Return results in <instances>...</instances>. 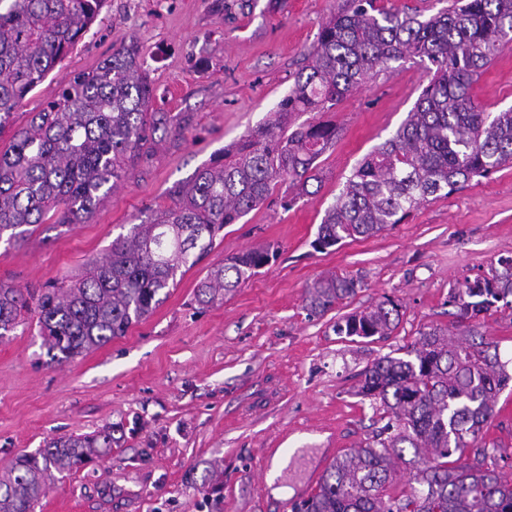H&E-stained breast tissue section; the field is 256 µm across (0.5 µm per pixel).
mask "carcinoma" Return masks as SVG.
Here are the masks:
<instances>
[{"label": "carcinoma", "mask_w": 512, "mask_h": 512, "mask_svg": "<svg viewBox=\"0 0 512 512\" xmlns=\"http://www.w3.org/2000/svg\"><path fill=\"white\" fill-rule=\"evenodd\" d=\"M104 0H0V136L13 110L85 36ZM512 43V0H467L428 19L352 0L322 25L274 118L243 135L213 166L170 194L172 205L148 224H133L112 241L75 284L21 289L0 284V340L36 317L53 363L126 335L214 248L227 224L263 203L282 179L307 183L315 162L336 141V125L297 123L301 112H328L366 84L378 68L418 57L435 71L396 133L366 155L319 225L315 247L366 237L401 223L440 192L451 194L512 160V109L486 112L471 95L474 78L501 45ZM151 86L134 45L112 52L95 69L73 75L28 125L0 148V240L25 237L37 224H78L91 217L150 129ZM276 251L249 249L210 269L198 283L201 304L235 291ZM483 278L450 289L462 338L440 328L419 332L360 373L357 395L375 404L384 425L336 459L318 490L292 512H512V481L485 466L479 445L498 395L512 381L498 352L464 338L468 322L497 302L512 308V257ZM361 281L321 280L308 289L317 314L354 296ZM388 299L336 324V334L371 338L399 325ZM112 447V431L58 438L17 459L0 477V512H34L50 469L62 473ZM407 490L386 494L404 462ZM472 452L473 458L466 457ZM455 460H450L452 455Z\"/></svg>", "instance_id": "carcinoma-1"}]
</instances>
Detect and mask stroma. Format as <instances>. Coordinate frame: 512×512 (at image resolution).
Instances as JSON below:
<instances>
[{
	"mask_svg": "<svg viewBox=\"0 0 512 512\" xmlns=\"http://www.w3.org/2000/svg\"><path fill=\"white\" fill-rule=\"evenodd\" d=\"M351 0H105L89 32L14 110L5 136L26 127L75 74L137 45L160 118L123 181L82 224H42L0 242V282L16 288L81 277L131 225L171 204L170 192L265 124L308 62L323 23ZM432 74L419 60L392 64L328 112L336 124L316 180L278 182L126 336L50 362L36 326L0 340V474L61 436L113 428L112 447L70 472H51L35 512H291L317 487L312 473L377 430L354 392L373 360L430 327H453L448 292L512 256V162L449 196L429 198L397 225L316 250L326 210L361 159L393 136ZM488 112L512 107V43L472 85ZM277 255L224 302L201 306L209 269L251 248ZM362 281L322 315L306 308L316 280ZM393 300L384 339L336 335L338 320ZM512 374V309L495 304L471 323ZM482 442L490 466L512 478V385L498 396ZM296 458L280 465V451Z\"/></svg>",
	"mask_w": 512,
	"mask_h": 512,
	"instance_id": "1",
	"label": "stroma"
}]
</instances>
